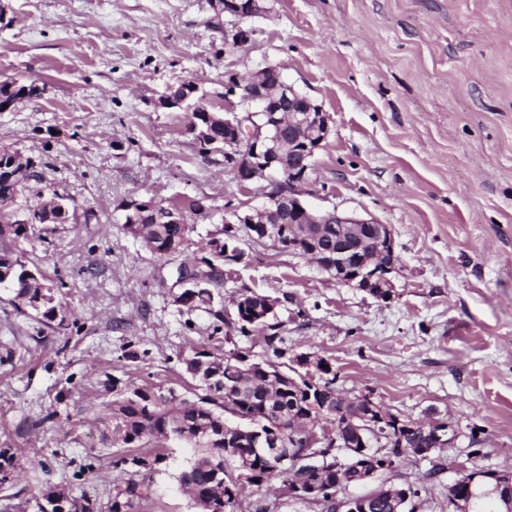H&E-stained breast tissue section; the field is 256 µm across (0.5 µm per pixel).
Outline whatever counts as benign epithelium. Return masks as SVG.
Returning <instances> with one entry per match:
<instances>
[{
    "label": "benign epithelium",
    "mask_w": 512,
    "mask_h": 512,
    "mask_svg": "<svg viewBox=\"0 0 512 512\" xmlns=\"http://www.w3.org/2000/svg\"><path fill=\"white\" fill-rule=\"evenodd\" d=\"M214 6L232 17L235 23L224 29V44L241 47L249 40V31L241 23L261 11L259 0H214ZM279 67L268 65L247 77L229 80L228 91H239L244 112L224 114V169L240 183L251 182L269 172L281 180L267 193V202L240 214L233 212L234 220L228 224H250L262 236L279 238L280 217L288 216L290 224H334L336 233L348 238V244L336 249V267L329 270L336 280L352 284L371 296L381 292L393 293L390 277L393 268L379 262L378 256L394 249L388 225L377 220L357 219L333 209L322 213L309 210L301 200L300 187L312 169L316 150L329 135V118L320 106L300 93L279 76L276 82L266 80L265 74ZM190 112L201 113L202 119L192 123L197 132L211 119V110L204 105L203 96L196 95ZM292 158L286 169L279 167L283 156ZM51 215L38 211L34 214L15 208L11 221L21 224H47ZM19 271V262L8 257L0 267V287L10 289V279ZM318 362L306 356L298 366L305 370L302 380L316 385L320 373ZM362 404L360 422H336V428L318 433L306 427L288 441L282 436V423L265 417L254 419L244 426L232 424L230 430L248 440L244 454L226 445L224 456L240 460L237 476L233 480L237 489L252 479L250 461L263 459L269 467L287 469L288 478L282 495L310 504H323L334 512H369L378 504L372 495L338 498V492L347 486H363L377 480L382 468L378 463L386 460L380 431L393 425L391 414L372 393L358 395ZM435 445L453 448L459 433L446 421L431 423ZM466 490L451 497L448 507L452 512H475L477 502H496L499 512H512V473L473 469L467 472Z\"/></svg>",
    "instance_id": "1"
}]
</instances>
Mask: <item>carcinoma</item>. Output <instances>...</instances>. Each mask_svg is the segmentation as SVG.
I'll use <instances>...</instances> for the list:
<instances>
[{"instance_id": "obj_1", "label": "carcinoma", "mask_w": 512, "mask_h": 512, "mask_svg": "<svg viewBox=\"0 0 512 512\" xmlns=\"http://www.w3.org/2000/svg\"><path fill=\"white\" fill-rule=\"evenodd\" d=\"M34 84L5 83L0 85V104L16 97L32 96ZM212 150L224 151V125L215 124L210 129L207 143L199 144V153L203 156ZM15 177L9 179L0 174V201H20L23 196L24 182L30 175H38L35 164L28 160L26 166H17L12 170ZM136 223L125 224V229L132 236L141 239L146 246L159 258L172 256L170 246H175V252H180L186 241L183 234V224H155L152 217L144 213L132 214ZM240 229L224 225L223 237L215 238L210 243V256L204 259L207 271L202 273L208 281L220 283L224 280V263L238 261L243 252L238 250L237 238ZM312 241L325 253L326 264L335 258L336 228L323 224L314 231ZM14 299L24 306L41 314L49 321L57 318L59 310L55 302V292L46 291L40 294V288L17 279L13 283ZM269 297L245 291L240 294L236 307V327L246 336L252 328L266 330L265 340L274 354L281 358L285 351L279 348L283 343L279 334V324L271 322V306ZM249 352L241 349L224 353V366H215L216 358L205 350H195L185 359L186 371L200 381L199 389L202 394L194 401L181 397L170 396L155 399L156 387H143L138 392L125 391L115 394L110 403L109 419L115 422V427L123 433L127 444H135L145 437L166 438V426L172 422L180 425L184 440L198 450L194 463L182 471L179 482L191 493L194 502L202 504L207 512H235L237 503L225 506L224 497L228 489L218 493L214 490V473L212 459L224 458V414L234 411L243 417H257L263 414L265 406L277 407L284 405V433L290 435L293 426L300 424H316L321 421L330 424L336 421V413L352 412L351 405L336 401V378L328 377L331 366H326L325 377L318 378V387L311 388L307 383L300 387H292L283 383L282 387L267 379L266 372L276 374L280 368L293 370V366L285 363L265 362L266 370H261L256 364H246ZM326 403V410L320 416H310L308 413L309 400ZM410 418H402V425L393 429L390 435L384 436L386 443L395 448L389 465L399 462L404 455L396 451L399 445L407 448L430 447L429 430L408 427ZM257 486L261 487L276 479L286 480L282 470L267 467L264 463L254 461ZM141 485L130 479L125 487L112 496L109 512H133L135 500L141 497Z\"/></svg>"}]
</instances>
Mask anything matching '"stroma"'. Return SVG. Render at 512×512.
<instances>
[{"mask_svg":"<svg viewBox=\"0 0 512 512\" xmlns=\"http://www.w3.org/2000/svg\"><path fill=\"white\" fill-rule=\"evenodd\" d=\"M213 2L0 0V83L40 88L0 112V151L42 162L30 200L55 191L76 210L10 242L61 282L65 319L0 291V448L16 463L0 512H38L50 487L108 512L132 476L145 488L135 512H198L178 481L195 449L124 443L107 408L134 387L193 399L183 360L196 348L274 360L263 333L232 325L246 290L275 300L283 349L327 361L338 389L458 429L439 473L408 456L381 475L419 487V512H448L460 471L512 469V0H262L242 48L225 45L231 19ZM268 65L330 118L302 200L389 225V300L245 239L210 304L178 303L179 266L203 269L225 217L261 205L272 180H234L222 153L199 154L187 112L158 101L192 81L211 110L237 112L225 81ZM149 201L189 210L188 243L170 259L124 228L128 205ZM156 454L154 469L130 463ZM258 503L320 512L262 488L244 490L238 512Z\"/></svg>","mask_w":512,"mask_h":512,"instance_id":"35a3bbf8","label":"stroma"}]
</instances>
